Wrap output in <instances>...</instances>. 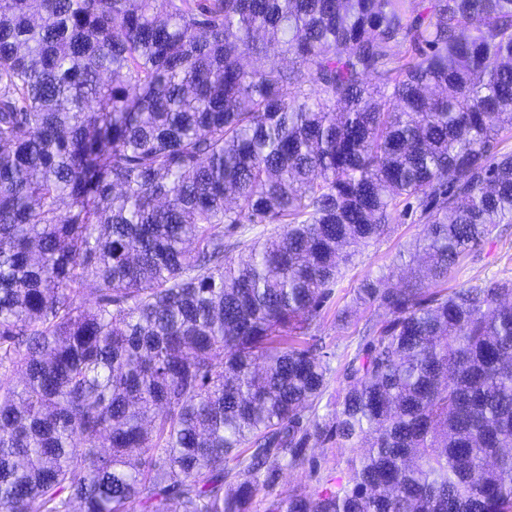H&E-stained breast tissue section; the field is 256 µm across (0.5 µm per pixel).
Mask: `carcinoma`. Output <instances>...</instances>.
I'll return each instance as SVG.
<instances>
[{
  "label": "carcinoma",
  "instance_id": "obj_1",
  "mask_svg": "<svg viewBox=\"0 0 512 512\" xmlns=\"http://www.w3.org/2000/svg\"><path fill=\"white\" fill-rule=\"evenodd\" d=\"M413 2L0 0L3 512H248L312 441L346 480L267 512H512V280L446 287L512 223V0ZM410 210L322 420L313 322Z\"/></svg>",
  "mask_w": 512,
  "mask_h": 512
}]
</instances>
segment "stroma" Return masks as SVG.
<instances>
[{
	"instance_id": "stroma-1",
	"label": "stroma",
	"mask_w": 512,
	"mask_h": 512,
	"mask_svg": "<svg viewBox=\"0 0 512 512\" xmlns=\"http://www.w3.org/2000/svg\"><path fill=\"white\" fill-rule=\"evenodd\" d=\"M421 230L422 226L414 216L402 217L388 235L357 247L352 263L333 286L315 329L317 343L327 353L331 367L328 385L316 406L320 418L331 417L336 399L345 386L342 365L357 350L363 330L380 319L381 311L376 306L356 304L355 295L361 281L369 275L376 277L384 274L396 281L409 276V248L419 238ZM490 279L512 280V224L500 225L489 240L464 261L462 268L453 273L448 285L457 288L481 284ZM346 306L352 307L353 313L343 321L337 318L336 312ZM308 454L318 465L317 473H310L306 469L281 468L277 472L272 494L306 492L315 487L317 478L333 480L344 477L343 449L329 442L313 443L308 448Z\"/></svg>"
}]
</instances>
